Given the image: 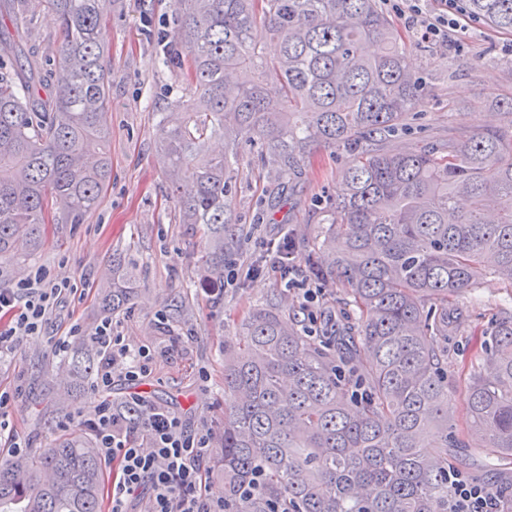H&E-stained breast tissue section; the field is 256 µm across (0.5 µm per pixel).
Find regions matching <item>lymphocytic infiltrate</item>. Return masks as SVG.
<instances>
[{
    "mask_svg": "<svg viewBox=\"0 0 512 512\" xmlns=\"http://www.w3.org/2000/svg\"><path fill=\"white\" fill-rule=\"evenodd\" d=\"M410 2L408 22L422 41L444 43L449 33L467 32L462 0H442L439 13L430 18L424 15V0ZM74 293L69 281L52 278L44 269L0 283V363L10 358L21 337L43 335L54 311ZM82 337L100 349L92 391L111 388L118 377L134 385L150 374L149 346H130L108 319L89 337L83 336L80 324H72L67 335L50 339V351L66 355ZM131 403L141 409L138 418L126 415ZM83 425L91 431L111 476L108 512H131L134 503L143 512H225L223 499L209 495L204 478L212 430L189 431L177 413L138 394L127 404L100 401ZM448 492V512H503L499 494L454 466L448 469Z\"/></svg>",
    "mask_w": 512,
    "mask_h": 512,
    "instance_id": "obj_1",
    "label": "lymphocytic infiltrate"
}]
</instances>
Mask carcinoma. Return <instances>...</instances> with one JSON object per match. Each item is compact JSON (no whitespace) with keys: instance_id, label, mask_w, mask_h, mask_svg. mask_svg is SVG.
<instances>
[{"instance_id":"obj_1","label":"carcinoma","mask_w":512,"mask_h":512,"mask_svg":"<svg viewBox=\"0 0 512 512\" xmlns=\"http://www.w3.org/2000/svg\"><path fill=\"white\" fill-rule=\"evenodd\" d=\"M106 0H0V261L39 250L49 205L81 224L109 175L100 152L112 71L97 39ZM467 14L512 33V0H465ZM164 62L192 92L162 113L157 155L178 223L201 234L204 285L224 288V253L240 248L233 188L241 149L293 174L320 147L346 152L313 276L336 280L360 324L308 336L281 304L253 308L224 341V505L229 512H448V456L484 448L512 459V312L483 336L493 374L473 375L465 424L448 416V302L492 274L512 287V97L509 117L434 147L383 141L422 97L409 44L377 0H173ZM53 13L61 41L51 84L23 36ZM263 27L279 43L266 56ZM136 260L112 254L101 306L137 291ZM177 296L166 320L189 323ZM89 346L63 357L73 384L97 374ZM259 485L244 496L252 480ZM98 449L80 434L0 464V512H101Z\"/></svg>"}]
</instances>
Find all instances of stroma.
<instances>
[{
  "instance_id": "stroma-1",
  "label": "stroma",
  "mask_w": 512,
  "mask_h": 512,
  "mask_svg": "<svg viewBox=\"0 0 512 512\" xmlns=\"http://www.w3.org/2000/svg\"><path fill=\"white\" fill-rule=\"evenodd\" d=\"M382 8L411 44V66L426 86L419 116L391 136L389 148L412 150L447 138L453 130L472 132L502 124L504 117L493 105L512 94V69H482L476 60L488 55L512 58L507 50L512 34L482 25L477 37L444 50L417 38L390 0H384ZM174 24L171 0H112L100 26L105 63L112 70V102L103 117L111 135V175L96 210L83 223L59 224L47 218L43 246L24 268H44L69 278L83 296L62 302L44 335L24 340L15 357L0 368V382L22 388L9 417L35 453L62 434L61 422L68 413L91 415L98 402L97 396L85 392L69 406L55 407L50 390L61 384L68 369L50 352L46 339L65 335L74 321L84 335L94 333L106 317L99 296L109 280L113 251L136 253L138 295L126 309L108 317L130 344H146L156 351L152 372L139 389L150 402L179 412L190 428L221 430L224 340L234 335L252 308L284 298L289 320L304 319L294 294L266 267V249L287 233L300 250L311 248L327 226L346 157L332 148L318 149L299 173L285 178L262 166L256 155L240 159L233 206L245 240L231 258L241 271L253 267L257 273L226 278L224 297L213 304L199 285V248L173 220L169 180L156 158L161 111L189 96L185 74L164 64L158 42V31ZM59 43L54 17L37 14L25 38L32 60L43 64L55 56ZM182 291L189 296L192 319L181 327L165 325L159 315L168 299ZM453 306L459 315L448 338V375L455 389L448 410L461 422L470 376L482 368L474 330L486 327L493 315L512 311V287L489 275L478 288L455 297ZM204 370L210 375L206 382L200 379ZM456 466L512 499V465L485 464L480 449L472 448Z\"/></svg>"
}]
</instances>
